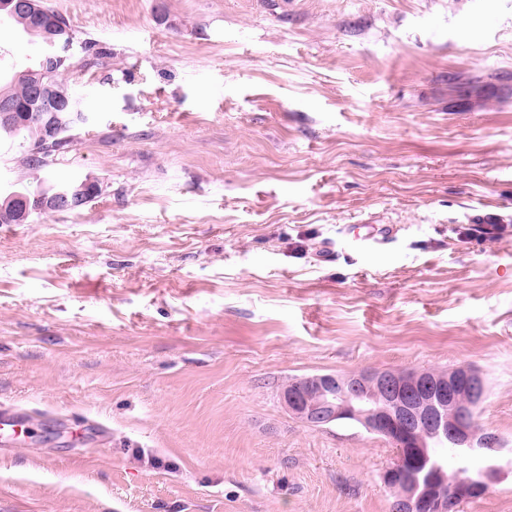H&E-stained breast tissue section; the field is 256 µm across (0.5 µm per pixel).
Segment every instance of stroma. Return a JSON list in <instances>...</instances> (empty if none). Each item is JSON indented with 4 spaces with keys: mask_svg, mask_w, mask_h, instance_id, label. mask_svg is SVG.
<instances>
[{
    "mask_svg": "<svg viewBox=\"0 0 512 512\" xmlns=\"http://www.w3.org/2000/svg\"><path fill=\"white\" fill-rule=\"evenodd\" d=\"M90 116L0 192L86 175L0 224V512H389L386 438L307 426L289 381L469 366L512 512V0H43ZM103 51L88 66L85 44ZM41 44L0 16V70ZM496 97L466 110L469 83ZM394 243L337 258L343 228ZM96 183L99 185V191L95 192ZM102 183L97 179L85 178H71L65 181L57 182L48 187L37 186L31 189L28 186L22 185L16 190L8 193L2 198L0 196V211L2 208L7 212L10 209L8 218L1 213L0 224H27L33 214H44L51 209V212L56 211H77L86 207L94 199L101 195ZM63 190L66 193V200H62L57 208L47 204L46 199L35 198L40 196L52 197L57 191ZM22 199L29 201L19 205ZM17 206V207H15ZM46 214V213H45Z\"/></svg>",
    "mask_w": 512,
    "mask_h": 512,
    "instance_id": "stroma-1",
    "label": "stroma"
}]
</instances>
